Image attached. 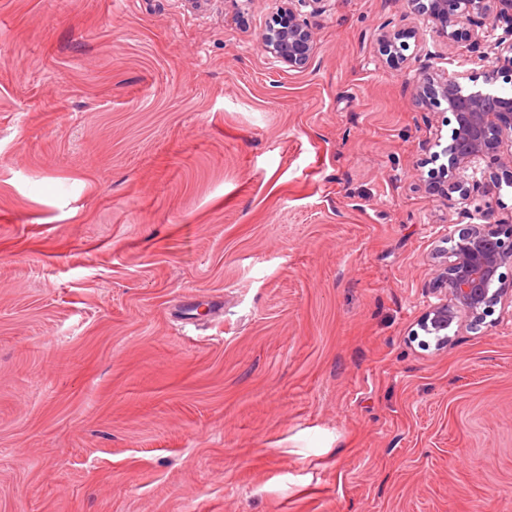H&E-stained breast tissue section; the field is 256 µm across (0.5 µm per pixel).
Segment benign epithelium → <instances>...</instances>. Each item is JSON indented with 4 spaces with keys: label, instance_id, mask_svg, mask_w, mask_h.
I'll return each instance as SVG.
<instances>
[{
    "label": "benign epithelium",
    "instance_id": "7a95c632",
    "mask_svg": "<svg viewBox=\"0 0 512 512\" xmlns=\"http://www.w3.org/2000/svg\"><path fill=\"white\" fill-rule=\"evenodd\" d=\"M281 6L260 34L262 50L275 62L297 70L306 68L314 52V36L301 20L298 7L322 11L325 0H280ZM414 12L426 17L448 43L467 42L478 59L487 63L484 86L469 87L460 76L426 77L417 86L422 104L445 111L454 119L450 142L436 153L447 159L441 169L447 196L458 194L462 215H480L481 224H458L438 239L431 261L440 293L423 315L422 330L435 346L448 344V329L466 322L474 329L484 324L497 305L512 303L506 288L512 269V223L494 219V210L478 195L482 178L498 179L503 171L512 186V94L495 88L497 82L512 85V0H408ZM502 28L489 39L486 25ZM416 33L385 32L379 42L389 65L408 60V39Z\"/></svg>",
    "mask_w": 512,
    "mask_h": 512
}]
</instances>
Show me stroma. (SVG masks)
<instances>
[{
    "mask_svg": "<svg viewBox=\"0 0 512 512\" xmlns=\"http://www.w3.org/2000/svg\"><path fill=\"white\" fill-rule=\"evenodd\" d=\"M279 5L0 0V512H512V305L417 336L416 86L482 64L327 0L291 70ZM282 5L260 34L262 50L288 69L306 68L314 52V36L309 25L299 18L298 6L311 7L313 13L321 12L327 0H279ZM416 38V33H405L400 31L384 32L380 35L379 42L382 46V51L387 56L386 61L393 67L400 66L406 62L408 56L404 52L410 48L407 39Z\"/></svg>",
    "mask_w": 512,
    "mask_h": 512,
    "instance_id": "stroma-1",
    "label": "stroma"
}]
</instances>
